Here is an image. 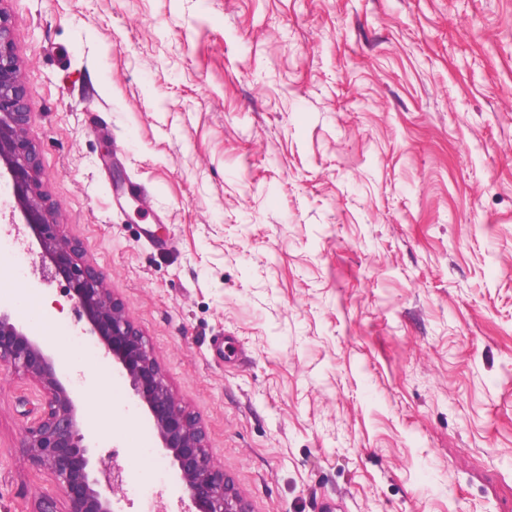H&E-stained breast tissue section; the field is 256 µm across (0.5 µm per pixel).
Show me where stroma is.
<instances>
[{"mask_svg": "<svg viewBox=\"0 0 512 512\" xmlns=\"http://www.w3.org/2000/svg\"><path fill=\"white\" fill-rule=\"evenodd\" d=\"M56 220L251 512H512V0H6ZM122 512L170 461L13 209ZM0 366V512L68 502Z\"/></svg>", "mask_w": 512, "mask_h": 512, "instance_id": "obj_1", "label": "stroma"}]
</instances>
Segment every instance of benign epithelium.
Returning a JSON list of instances; mask_svg holds the SVG:
<instances>
[{
    "instance_id": "7a95c632",
    "label": "benign epithelium",
    "mask_w": 512,
    "mask_h": 512,
    "mask_svg": "<svg viewBox=\"0 0 512 512\" xmlns=\"http://www.w3.org/2000/svg\"><path fill=\"white\" fill-rule=\"evenodd\" d=\"M30 110L13 31L0 7V163L25 223L50 259L46 275L65 278L77 317L86 319V332L128 383L175 470L180 512H251L233 480L211 460L204 427L175 396L143 333L108 288L106 276L85 258L82 243L53 220L55 206L42 189L40 160L28 136ZM0 365L32 378L44 392L45 409L25 430L24 448L31 463L58 483L68 512H121L108 493L123 484L122 469L97 467L72 381L63 376L45 342L1 303Z\"/></svg>"
}]
</instances>
